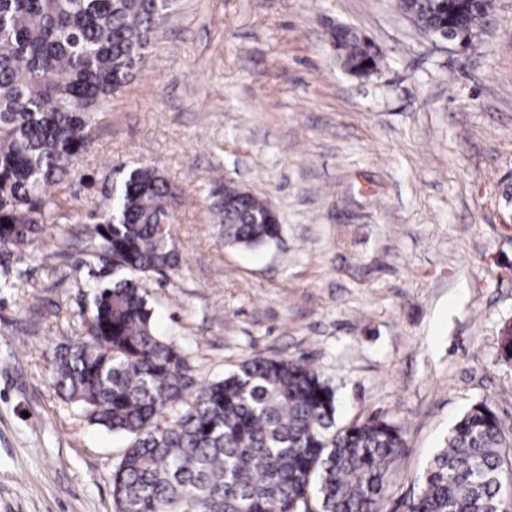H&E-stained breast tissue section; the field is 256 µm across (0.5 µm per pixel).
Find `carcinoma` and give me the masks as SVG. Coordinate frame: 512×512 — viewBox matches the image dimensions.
<instances>
[{
  "label": "carcinoma",
  "mask_w": 512,
  "mask_h": 512,
  "mask_svg": "<svg viewBox=\"0 0 512 512\" xmlns=\"http://www.w3.org/2000/svg\"><path fill=\"white\" fill-rule=\"evenodd\" d=\"M176 0H0V248L25 252L63 209L49 188L88 151L114 92L144 64ZM490 0H400L431 36L459 34ZM348 69L377 67L380 49L348 27L330 33ZM105 204L78 214L92 306L74 342L53 351L59 396L89 422L130 439L112 471L114 512H381L387 474L407 445L382 417L336 424L335 390L308 365L256 357L190 392L186 357L156 334L145 278L180 258L168 182L130 169ZM224 244L280 239L268 203L229 189L214 204ZM404 512H512V454L485 403L451 428Z\"/></svg>",
  "instance_id": "carcinoma-1"
}]
</instances>
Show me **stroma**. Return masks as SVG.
<instances>
[{"instance_id": "35a3bbf8", "label": "stroma", "mask_w": 512, "mask_h": 512, "mask_svg": "<svg viewBox=\"0 0 512 512\" xmlns=\"http://www.w3.org/2000/svg\"><path fill=\"white\" fill-rule=\"evenodd\" d=\"M467 50L420 32L397 0H178L140 72L109 102L64 178V200L26 255L0 253V512H113L127 441L51 384L53 348L82 334L89 300L75 211L132 167L177 195L180 263L148 278L161 338L196 383L254 357L310 365L337 419L380 416L407 449L382 512H402L472 404L512 443V0H493ZM346 25L382 50L349 74L330 40ZM276 211L281 240L225 246L224 183Z\"/></svg>"}]
</instances>
